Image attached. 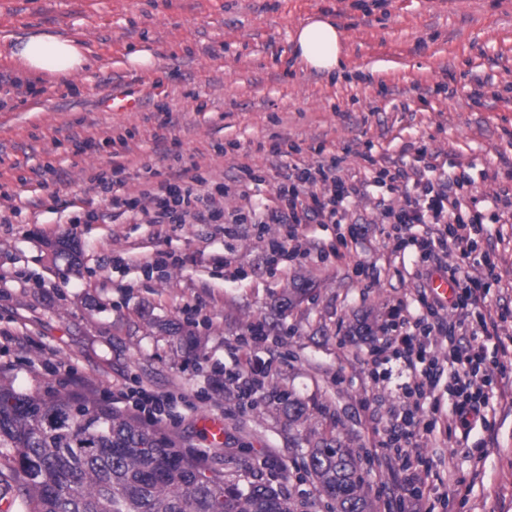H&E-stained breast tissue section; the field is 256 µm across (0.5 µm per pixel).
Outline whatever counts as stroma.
<instances>
[{
	"mask_svg": "<svg viewBox=\"0 0 512 512\" xmlns=\"http://www.w3.org/2000/svg\"><path fill=\"white\" fill-rule=\"evenodd\" d=\"M319 14L341 32L335 77L304 68L291 39ZM26 30L82 41L89 64L67 78L30 76L0 52V274L10 277L0 283V379L29 393L68 391L72 373L84 383L79 396L96 401L131 378L174 392L173 418L160 429L179 449L284 478L298 512H332L304 463L314 441L340 437L358 454L372 512H399L372 430L387 427L403 379L374 380L369 361L386 339L382 325L425 282L419 259L392 257L385 238L337 257L336 225L316 224L324 253L262 268L256 239L205 224L156 239L123 217L78 224L72 202L98 172L118 171L123 191L136 194L142 164L165 166L146 120L160 102L178 120L185 159L212 179L240 162L263 176L258 203L274 184L259 144L299 145L309 162L318 145L344 151L339 176L362 179L371 173L365 150L408 165L427 142L472 196L485 233L503 236L487 302L505 318L484 343L500 364L487 425L466 439L454 428L418 437L432 466L430 512H512V222L491 221L496 196L512 193V0H0V38ZM143 48L153 66L132 67L129 55ZM480 80L477 104L470 91ZM113 92L136 99L135 111L108 107ZM75 133L100 149L75 153ZM121 135L129 150L116 157L110 141ZM225 142L236 150L216 153ZM157 250L204 260L149 274L111 262ZM359 260L371 265L372 287L351 280ZM17 269L27 282L12 280ZM190 317L195 350L176 332ZM258 323L272 328V353L255 400L229 384L213 389L212 369L244 362L237 339ZM17 333L32 346L11 343ZM285 393L306 405L299 422L288 420ZM207 417L224 421L220 446L203 434Z\"/></svg>",
	"mask_w": 512,
	"mask_h": 512,
	"instance_id": "obj_1",
	"label": "stroma"
}]
</instances>
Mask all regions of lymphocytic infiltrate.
Listing matches in <instances>:
<instances>
[{
	"label": "lymphocytic infiltrate",
	"instance_id": "1",
	"mask_svg": "<svg viewBox=\"0 0 512 512\" xmlns=\"http://www.w3.org/2000/svg\"><path fill=\"white\" fill-rule=\"evenodd\" d=\"M152 117L153 138L163 145L170 160L166 170L144 166L150 184L137 196L119 193L115 180L103 171L90 178L88 190L94 196L109 198L117 215L150 225L154 237L167 236L177 224H219L226 237H255L275 255L284 252L286 241L299 239L302 229L309 225L344 224L348 237L342 245L349 252L379 236L393 240L394 252L411 248L425 262L448 251L467 262L477 249L479 218L471 212L472 200L443 176L437 152L427 145L417 148L410 165H396L385 155L370 158L373 177L348 181L336 174L341 162L336 153L320 156L311 164L292 157L280 144H273L266 154L267 169L275 180L271 203L228 215L224 198L231 184L256 181L254 170L239 165L232 182L210 179L198 163L184 162L179 141L171 136L177 122L167 105H157ZM384 186L401 191L402 196L397 202L383 205V221L362 217L349 220L351 200ZM455 285V294L448 303L420 291L417 302L421 313L391 321L387 345L372 360L373 375H388L393 365L407 374L399 404L376 442L386 451L385 467L395 478L403 503L401 512H424L429 474L409 462L417 449L418 434H431L437 429L436 419L422 417L424 399L434 395L440 381H447L452 421L464 435L473 424L485 422L490 407L486 388L491 379L481 339L498 335L503 316L487 307L482 279L459 277ZM472 307L481 310L478 329H470L462 320L449 324L447 310ZM438 338L448 344V355L443 360L430 351Z\"/></svg>",
	"mask_w": 512,
	"mask_h": 512
}]
</instances>
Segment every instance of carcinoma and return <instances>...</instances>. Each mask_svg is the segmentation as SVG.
<instances>
[{
    "label": "carcinoma",
    "instance_id": "obj_1",
    "mask_svg": "<svg viewBox=\"0 0 512 512\" xmlns=\"http://www.w3.org/2000/svg\"><path fill=\"white\" fill-rule=\"evenodd\" d=\"M0 458L26 512H296L283 483L247 464L206 465L109 405L0 382ZM306 471L336 512H370L354 451L339 439L310 449Z\"/></svg>",
    "mask_w": 512,
    "mask_h": 512
}]
</instances>
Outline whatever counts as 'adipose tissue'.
Segmentation results:
<instances>
[{
  "label": "adipose tissue",
  "mask_w": 512,
  "mask_h": 512,
  "mask_svg": "<svg viewBox=\"0 0 512 512\" xmlns=\"http://www.w3.org/2000/svg\"><path fill=\"white\" fill-rule=\"evenodd\" d=\"M295 50L303 65L328 75L341 61V33L329 20L317 18L300 26L294 37ZM18 68L27 74L68 77L88 63L87 47L59 33L36 31L6 43Z\"/></svg>",
  "instance_id": "1"
}]
</instances>
